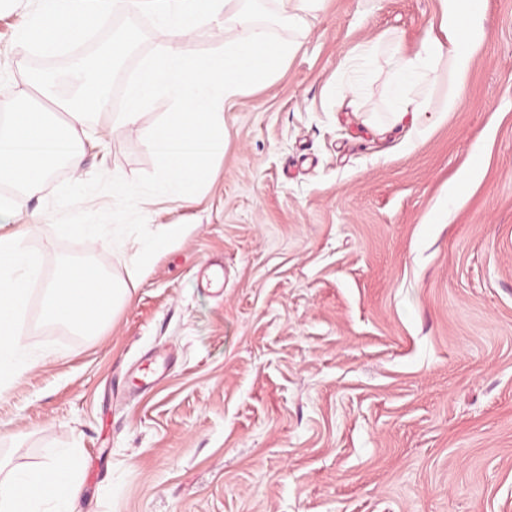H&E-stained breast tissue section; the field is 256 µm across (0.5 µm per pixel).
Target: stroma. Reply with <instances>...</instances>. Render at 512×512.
<instances>
[{
    "mask_svg": "<svg viewBox=\"0 0 512 512\" xmlns=\"http://www.w3.org/2000/svg\"><path fill=\"white\" fill-rule=\"evenodd\" d=\"M31 6L0 0L6 107ZM466 7L462 104L418 140L387 105L385 51L419 50L440 0H325L282 75L225 107L195 203L140 204L151 230L184 231L99 335L45 320L44 289L66 262L127 279L132 238L32 230L20 327L38 361L0 386V455L74 449L77 512H512V0ZM82 140L86 176L155 168L117 100ZM69 178L0 196L23 224ZM211 257L219 292L194 285ZM154 350L172 365L144 389L133 365Z\"/></svg>",
    "mask_w": 512,
    "mask_h": 512,
    "instance_id": "1",
    "label": "stroma"
}]
</instances>
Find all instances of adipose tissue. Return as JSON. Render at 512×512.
I'll return each instance as SVG.
<instances>
[{
	"mask_svg": "<svg viewBox=\"0 0 512 512\" xmlns=\"http://www.w3.org/2000/svg\"><path fill=\"white\" fill-rule=\"evenodd\" d=\"M456 2L441 0L439 29L427 31L415 54L397 52L390 59V108L396 117L411 116L419 137L427 130L424 118L432 105L427 95L413 94V87L434 81L441 68L448 76L445 111L456 110L463 100L470 52L456 34L462 20ZM138 38L137 30L125 31L91 70L82 58L72 57L69 74L75 91L71 96H60L54 74L40 73L30 79V86L41 97L61 103L67 119L58 122L53 113L34 109L26 99L14 110L0 114L1 181L19 182L23 192L36 193L49 178V165L55 161L63 162L74 181H81L85 149L79 131L90 110L107 107L106 78ZM42 222V215L36 212L19 230L0 232L1 382L18 378L32 363L19 336V322L26 309L28 284L39 276L40 268L26 247L25 237L30 228ZM129 296L126 281L107 277L92 265L78 264L49 283L44 317L77 333L92 335L110 322ZM79 470L80 462L68 448L48 453L31 468L0 465V512H75L83 492Z\"/></svg>",
	"mask_w": 512,
	"mask_h": 512,
	"instance_id": "adipose-tissue-1",
	"label": "adipose tissue"
}]
</instances>
